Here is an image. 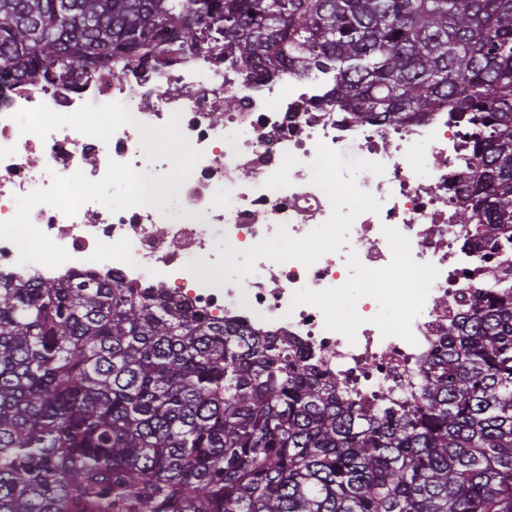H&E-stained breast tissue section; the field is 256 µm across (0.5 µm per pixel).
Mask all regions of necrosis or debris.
Listing matches in <instances>:
<instances>
[{
    "instance_id": "1",
    "label": "necrosis or debris",
    "mask_w": 512,
    "mask_h": 512,
    "mask_svg": "<svg viewBox=\"0 0 512 512\" xmlns=\"http://www.w3.org/2000/svg\"><path fill=\"white\" fill-rule=\"evenodd\" d=\"M326 92L323 81L289 76L247 85L217 53L191 48L135 69L1 89L0 221L55 173L97 181L112 160L153 175L171 168L146 162L133 126L106 142L69 127L43 139L20 132L13 115L24 108L69 114L120 102L151 125L177 113L203 156L159 210L112 212L90 201L68 216L35 206L32 223L70 259L22 265L17 247L0 240V280L93 272L160 288L209 317L291 339L357 400L410 392L437 329L484 285L486 269L512 280V241L479 246L475 225L457 221L470 191L471 132L447 109L412 122H357L323 104ZM412 270L419 279L407 290ZM401 309L408 315L395 321Z\"/></svg>"
}]
</instances>
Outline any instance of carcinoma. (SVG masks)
I'll use <instances>...</instances> for the list:
<instances>
[{"label": "carcinoma", "instance_id": "cac0c4a2", "mask_svg": "<svg viewBox=\"0 0 512 512\" xmlns=\"http://www.w3.org/2000/svg\"><path fill=\"white\" fill-rule=\"evenodd\" d=\"M185 46L328 78L356 119L475 130L460 224L512 229V0H0V87ZM409 399L157 288L0 283V512H512V293H472Z\"/></svg>", "mask_w": 512, "mask_h": 512}]
</instances>
